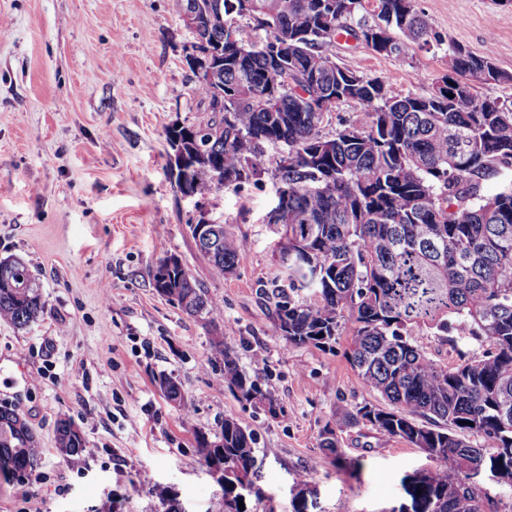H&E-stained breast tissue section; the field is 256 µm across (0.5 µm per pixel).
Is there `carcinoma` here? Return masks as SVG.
Here are the masks:
<instances>
[{
  "label": "carcinoma",
  "mask_w": 512,
  "mask_h": 512,
  "mask_svg": "<svg viewBox=\"0 0 512 512\" xmlns=\"http://www.w3.org/2000/svg\"><path fill=\"white\" fill-rule=\"evenodd\" d=\"M200 14L221 3L224 22L204 19L192 47L224 45L223 95L203 79L194 93L205 115L190 130L213 134L212 161L224 167L225 189L238 190L269 172L266 147L279 149L272 173L288 189V223L276 244L288 295L275 305V324L289 345L332 351L344 333L345 358L388 407L336 412L320 431L319 447L342 470L360 466L341 451L340 432L368 426L389 441L421 450L432 467L406 475L401 497L385 512H499L497 503L464 485V467L504 469L512 485V104L477 94L484 84L512 83L490 55H476L434 32L415 0H174ZM361 40L402 62L414 48L446 46L450 74L431 96H399L387 81L336 61V38ZM353 102L361 125L331 135L332 116L310 111L330 100ZM206 177L186 189L204 197L221 188ZM219 245L200 248L214 273L235 274L245 240L218 225ZM163 296L194 318L215 309L199 280L173 271ZM44 313L39 288L17 258L0 260V319L25 328ZM490 348L442 365L416 343L422 332ZM224 383L246 405L277 417L283 409L258 376L243 371L221 336ZM159 389L186 409L181 385L163 376ZM197 447L208 463L223 457L224 512L239 510L238 485L256 472L254 433L224 419L217 448ZM479 436L483 444L468 437ZM57 448L81 452L84 440L62 420ZM39 442L15 410L0 408V472L35 470ZM291 512L316 506L296 476Z\"/></svg>",
  "instance_id": "carcinoma-1"
}]
</instances>
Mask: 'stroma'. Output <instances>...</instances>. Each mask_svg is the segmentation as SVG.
<instances>
[{"mask_svg": "<svg viewBox=\"0 0 512 512\" xmlns=\"http://www.w3.org/2000/svg\"><path fill=\"white\" fill-rule=\"evenodd\" d=\"M416 5L435 32L512 72V7ZM192 42L174 0H0V259H22L45 302L26 328L0 320V408L20 412L42 448L31 476L0 474V512H162L163 488L186 512H224L195 434L219 432L227 418L256 436L265 497L249 501L251 512H290L299 473L318 488L314 512H383L404 475L431 465L363 426L342 434L360 469L337 470L320 448L337 410L386 402L342 352L279 335L273 287L285 275L266 222L270 175L201 203L248 242L236 274L215 276L200 253L189 231L199 203L171 177L166 139L172 124L202 115L186 63ZM336 56L402 96L432 94L448 73L436 48L407 64L340 39ZM168 253L215 302L206 320L155 292ZM219 334L282 416L241 404L222 383L211 346ZM164 375L181 383L191 421L162 396ZM64 418L84 434L79 455L57 449Z\"/></svg>", "mask_w": 512, "mask_h": 512, "instance_id": "obj_1", "label": "stroma"}]
</instances>
